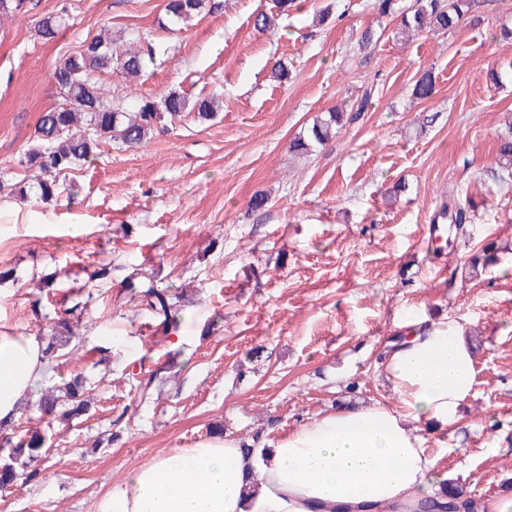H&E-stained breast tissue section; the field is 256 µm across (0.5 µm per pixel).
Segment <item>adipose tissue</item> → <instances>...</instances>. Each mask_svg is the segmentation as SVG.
<instances>
[{
    "mask_svg": "<svg viewBox=\"0 0 512 512\" xmlns=\"http://www.w3.org/2000/svg\"><path fill=\"white\" fill-rule=\"evenodd\" d=\"M43 349L0 316V425L17 420L46 373ZM380 373L399 408L339 407L249 451L214 435L157 454L91 512H391L431 494L438 459L422 429L455 427L476 383L463 327L448 317L410 331L390 344Z\"/></svg>",
    "mask_w": 512,
    "mask_h": 512,
    "instance_id": "ef3b65f1",
    "label": "adipose tissue"
}]
</instances>
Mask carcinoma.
I'll list each match as a JSON object with an SVG mask.
<instances>
[{"label": "carcinoma", "mask_w": 512, "mask_h": 512, "mask_svg": "<svg viewBox=\"0 0 512 512\" xmlns=\"http://www.w3.org/2000/svg\"><path fill=\"white\" fill-rule=\"evenodd\" d=\"M477 0H411L408 5L402 0H374L373 8L382 17L399 20L402 30L422 32H447L472 12ZM205 0H166L165 11L173 21H185L201 12ZM61 26V17L48 14L40 20L39 33L42 38H55ZM156 56V47L147 44L146 51H120L112 40L97 38L76 53L62 59L54 71V80L59 87L62 102L42 113L35 130L36 145L27 155V162L44 174L39 182L40 196L50 201L59 194V176L84 165L93 157L103 137L118 138L127 145H140L149 130L165 116L188 112L200 120L215 116L213 98H199L194 101L170 92L158 100H143L137 111L127 112L123 103L112 97L107 98L98 86L100 75L115 69L128 74L142 70L146 62ZM434 93V82L430 73H423L414 83L412 95L418 100H427ZM370 94H365L351 111L331 110L328 116L313 123L308 138L299 137L292 143L295 151L306 152L312 144H323L335 137L336 129L355 115L367 109ZM497 156L499 163L512 166V132L498 139ZM130 297L136 299L156 317L162 319L164 331L179 327L177 296L172 289L160 286L154 278L141 271L133 272L126 278ZM70 337L52 334L44 347L47 360L53 361L60 351L69 344ZM61 395L47 392L39 399L40 410L49 415H58L61 420L78 418L88 411L86 379L81 375L70 378L59 388ZM47 433L32 430L12 441L6 440L0 447V490L14 486L20 477L26 475L32 480L35 473H27L29 461L45 453ZM464 490L457 484L442 482L439 489L426 497L436 504L438 499L451 500L460 512H475L474 501L463 497Z\"/></svg>", "instance_id": "cac0c4a2"}]
</instances>
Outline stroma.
<instances>
[{
  "label": "stroma",
  "mask_w": 512,
  "mask_h": 512,
  "mask_svg": "<svg viewBox=\"0 0 512 512\" xmlns=\"http://www.w3.org/2000/svg\"><path fill=\"white\" fill-rule=\"evenodd\" d=\"M207 2L170 30L164 0H39L0 14V183L27 191L0 201V313L41 337L67 322L72 341L42 384L82 374L90 404L80 420L48 424L32 397L0 430L1 442L49 429L38 477L0 492V512H89L131 469L217 426L269 441L342 405L398 407L379 362L409 313L458 320L476 363L458 426L425 432L441 479L481 507L512 493V178L496 155L512 127V0H479L477 19L410 39L373 0H303L268 33L253 21L275 0ZM58 12L61 33L43 40L38 20ZM367 30L378 36L369 47ZM100 35L162 47L137 77H101L127 110L173 90L215 98L218 114L164 118L137 147L102 139L47 204L25 156L60 98L56 65ZM278 60L290 69L282 82ZM427 71L435 93L421 101L412 88ZM367 90L369 108L335 138L291 149ZM258 193L267 204L255 211ZM454 202L476 206L465 232L430 238L434 213ZM68 224L86 231L69 237ZM490 242L494 262L476 263ZM103 264L111 278L93 279ZM136 268L181 293L178 331L130 301ZM76 283L91 299L70 312ZM113 328L129 344L98 361ZM139 366L149 387L130 377Z\"/></svg>",
  "instance_id": "35a3bbf8"
}]
</instances>
